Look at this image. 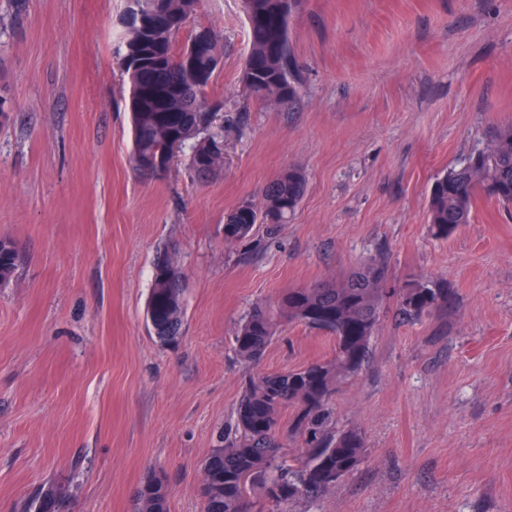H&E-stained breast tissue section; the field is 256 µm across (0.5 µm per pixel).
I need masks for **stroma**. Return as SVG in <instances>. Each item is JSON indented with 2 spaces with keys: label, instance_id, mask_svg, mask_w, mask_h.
<instances>
[{
  "label": "stroma",
  "instance_id": "35a3bbf8",
  "mask_svg": "<svg viewBox=\"0 0 512 512\" xmlns=\"http://www.w3.org/2000/svg\"><path fill=\"white\" fill-rule=\"evenodd\" d=\"M127 0H0V512L49 483L55 512H133L151 472L169 512H202L200 464L234 423L232 338L254 303L384 262L453 303L408 323L387 309L368 363L336 392L360 465L283 512H512V207L479 197L434 237L430 188L512 122V0H300L297 96L248 95L241 0H202L179 33L223 35L204 102L224 161L134 170L118 48ZM308 188L287 223L224 242V219L285 170ZM184 273L179 342L144 310L154 262ZM327 332L281 321L258 369L331 357ZM17 267V251L10 239H0V279L9 281Z\"/></svg>",
  "mask_w": 512,
  "mask_h": 512
}]
</instances>
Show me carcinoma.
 Returning <instances> with one entry per match:
<instances>
[{
    "label": "carcinoma",
    "instance_id": "obj_1",
    "mask_svg": "<svg viewBox=\"0 0 512 512\" xmlns=\"http://www.w3.org/2000/svg\"><path fill=\"white\" fill-rule=\"evenodd\" d=\"M199 0H161L142 23L124 25L122 48L130 83L129 111L133 126V156H159L174 139L191 149L192 167L212 173L221 157L212 153L215 137L201 136L209 111L200 104L201 80H210L221 60V36L212 29L205 45L186 64L182 56L191 46L176 48V37L197 11ZM249 27L250 51L242 80L257 96H276L286 102L296 95L289 46L290 19L297 0H242ZM307 191L304 175L289 169L262 192V205L246 202L224 220V242L251 236L258 224H285ZM512 204V123L500 125L483 150L434 180L428 221L434 235L449 238L471 222L477 195ZM175 266L169 253L154 265L151 310L169 335L164 344L181 336L180 280L165 275ZM17 267V251L10 239H0V279L10 280ZM384 263H365L348 276L309 287L290 288L274 303L251 307L233 336L237 358L248 365L262 359L281 319L296 320L330 333L332 356L296 369L248 376L235 409V423L224 433V446L211 449L202 463L203 512H275L304 497H317L336 486L365 454L361 434L336 429L332 398L369 357L371 338L388 305H395L405 321L417 322L448 307L451 293L424 277H409L387 287ZM294 409L291 432L302 439L297 464L283 460L279 416ZM262 490V499L245 498L242 476ZM163 477H149L136 491L135 512H169L170 492ZM56 485L49 484L33 499V512H51Z\"/></svg>",
    "mask_w": 512,
    "mask_h": 512
}]
</instances>
